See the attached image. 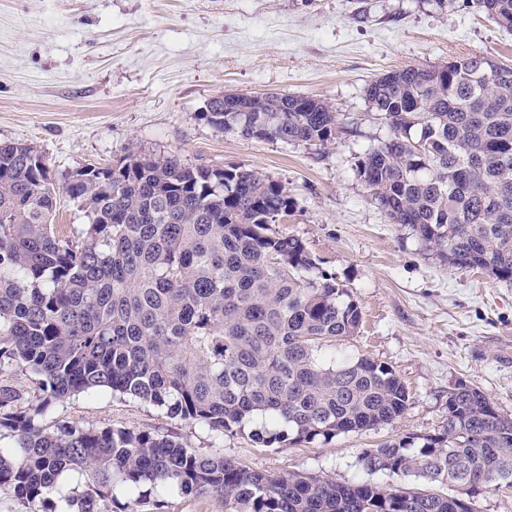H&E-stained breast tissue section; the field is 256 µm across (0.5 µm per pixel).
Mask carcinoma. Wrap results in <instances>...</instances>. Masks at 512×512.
Returning a JSON list of instances; mask_svg holds the SVG:
<instances>
[{"mask_svg": "<svg viewBox=\"0 0 512 512\" xmlns=\"http://www.w3.org/2000/svg\"><path fill=\"white\" fill-rule=\"evenodd\" d=\"M512 31V0H466ZM388 135L356 171L393 224L454 270L512 283V64L478 54L408 66L367 84ZM214 128L326 147L340 113L303 95L226 93L208 101ZM89 223L52 224L58 191ZM292 200L266 175L129 154L87 164L56 187L45 156L0 142V489L22 512H97L120 484L215 495L224 512H476L457 496L414 489L413 477L512 490V417L479 388L448 392L442 430L362 451L360 463L397 483L344 482L244 468L178 438L86 427L46 416L71 398L130 396L215 436L266 447L328 441L389 425L409 391L382 362L336 359L358 305L318 269L305 242L273 230ZM31 376V389L8 382ZM85 475L77 493L59 481Z\"/></svg>", "mask_w": 512, "mask_h": 512, "instance_id": "cac0c4a2", "label": "carcinoma"}]
</instances>
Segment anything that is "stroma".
Wrapping results in <instances>:
<instances>
[{
    "label": "stroma",
    "mask_w": 512,
    "mask_h": 512,
    "mask_svg": "<svg viewBox=\"0 0 512 512\" xmlns=\"http://www.w3.org/2000/svg\"><path fill=\"white\" fill-rule=\"evenodd\" d=\"M475 54L512 58V32L460 0H0V141L36 146L59 177L144 152L285 186L293 205L277 231L301 238L362 310L337 352L390 366L410 407L389 425L280 449L228 434L224 455L256 471L367 481L362 450L437 434L458 384L512 415V284L448 268L388 221L356 174L387 136L366 84ZM227 92L321 99L346 131L325 148L225 133L200 114ZM56 414L164 432L202 453L212 445L205 427L131 397L81 395ZM154 500L134 512H224L215 496L168 495L159 511Z\"/></svg>",
    "instance_id": "obj_1"
}]
</instances>
